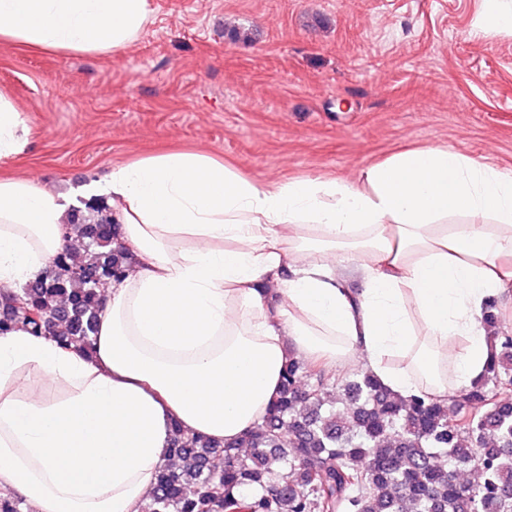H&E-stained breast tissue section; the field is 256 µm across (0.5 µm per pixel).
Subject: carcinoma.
<instances>
[{
  "label": "carcinoma",
  "mask_w": 512,
  "mask_h": 512,
  "mask_svg": "<svg viewBox=\"0 0 512 512\" xmlns=\"http://www.w3.org/2000/svg\"><path fill=\"white\" fill-rule=\"evenodd\" d=\"M45 277L0 289V334L18 327L90 351L103 289L128 255L112 247V211L91 201L67 223ZM484 379L454 408L423 391L400 399L368 372L342 383L336 406L323 370L290 358L279 398L242 439L218 445L173 432L170 458L141 512H512V336L489 314ZM0 512H24L0 492Z\"/></svg>",
  "instance_id": "1"
}]
</instances>
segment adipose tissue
Wrapping results in <instances>:
<instances>
[{
  "instance_id": "adipose-tissue-1",
  "label": "adipose tissue",
  "mask_w": 512,
  "mask_h": 512,
  "mask_svg": "<svg viewBox=\"0 0 512 512\" xmlns=\"http://www.w3.org/2000/svg\"><path fill=\"white\" fill-rule=\"evenodd\" d=\"M150 15V0H0V40L112 55ZM28 146L0 93V164ZM101 193L133 259L92 351L0 336V488L34 512H140L172 428L240 438L292 356L447 403L484 377L483 313L512 291V171L429 146L353 183H262L169 152L113 167ZM66 220L59 195L0 179L1 287L50 269Z\"/></svg>"
}]
</instances>
